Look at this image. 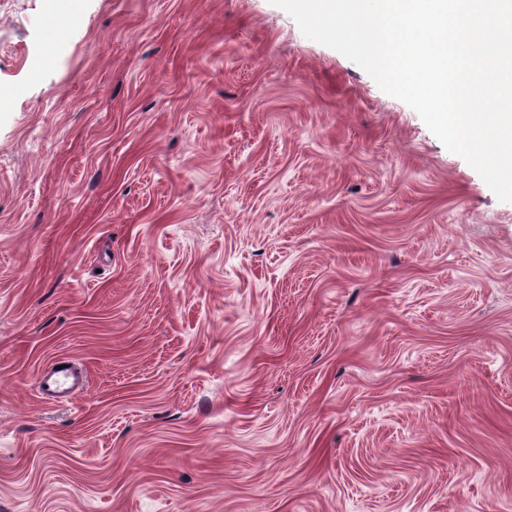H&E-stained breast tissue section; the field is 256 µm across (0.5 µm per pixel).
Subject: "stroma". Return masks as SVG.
<instances>
[{
    "label": "stroma",
    "instance_id": "stroma-1",
    "mask_svg": "<svg viewBox=\"0 0 512 512\" xmlns=\"http://www.w3.org/2000/svg\"><path fill=\"white\" fill-rule=\"evenodd\" d=\"M0 512H512V202L270 0H9ZM37 389L45 397L69 392L75 384L73 374L67 369L44 371L37 377Z\"/></svg>",
    "mask_w": 512,
    "mask_h": 512
}]
</instances>
